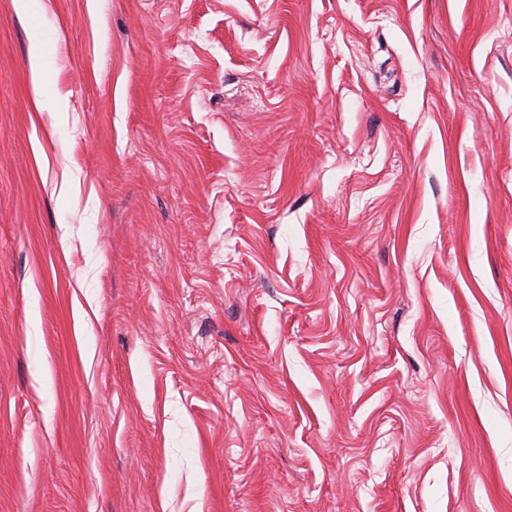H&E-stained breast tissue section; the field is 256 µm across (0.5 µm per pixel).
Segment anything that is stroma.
Instances as JSON below:
<instances>
[{"instance_id":"stroma-1","label":"stroma","mask_w":512,"mask_h":512,"mask_svg":"<svg viewBox=\"0 0 512 512\" xmlns=\"http://www.w3.org/2000/svg\"><path fill=\"white\" fill-rule=\"evenodd\" d=\"M0 512H512V0H0Z\"/></svg>"}]
</instances>
